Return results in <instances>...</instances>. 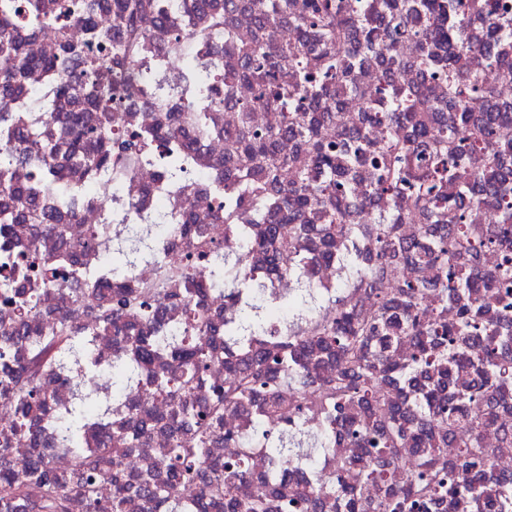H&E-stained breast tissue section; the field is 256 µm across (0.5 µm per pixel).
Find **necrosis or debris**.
Returning a JSON list of instances; mask_svg holds the SVG:
<instances>
[{
	"mask_svg": "<svg viewBox=\"0 0 512 512\" xmlns=\"http://www.w3.org/2000/svg\"><path fill=\"white\" fill-rule=\"evenodd\" d=\"M146 2V9L137 18V26L147 40L131 64L139 77L135 92L123 106L106 113H88L87 119L115 134L161 125L179 129L182 140L189 143L182 171L173 175L147 156H132L120 166L99 171L95 176L96 187L90 190L86 187L88 178L83 171L66 170L65 199H58L54 193L45 190L23 202L24 207L52 215L54 223L63 225V236L45 234L39 223L16 225L14 232L0 234V268L20 266L23 253L30 250L46 258L68 254L86 285L98 282L116 292L149 285L162 288L166 285L164 272L176 269L195 243V236L187 224L192 216L203 224L206 237L219 243L230 255L243 253L242 243L227 235L221 199L215 190L223 185L227 167L236 162L227 146L224 130L239 125L241 105L253 99L255 86L244 78L238 79L229 90L223 83H215L212 94L222 98L223 105L212 113V130L205 135L198 134L190 117L195 93L185 77L184 68L176 65L174 55L166 49L168 34L180 28L183 12L176 6L160 9L159 0ZM224 24L231 29L232 40L215 35L205 38L191 47V55H204L237 66L241 63L240 48L265 39L251 11L241 10L225 16ZM16 37L23 52L52 55L59 52L62 44H84L90 32L83 22L73 17L62 28L52 24L35 29L19 26ZM395 53L403 62L393 76L396 85L411 88L422 83L432 100L445 98L444 86L438 81L424 79L417 66L421 56L418 41L399 43ZM384 68L383 58L374 54L367 56L352 71L355 90L343 95L337 119L322 126L320 135L324 140H335L338 130L361 126L364 112L381 96ZM156 73L163 74L167 93H159L156 85L151 83L150 78ZM162 210L172 215L174 221L166 225L162 234L154 237V260L132 264L122 281H113L106 272L105 256L111 252L115 238L124 232L126 225L139 223L141 215ZM94 229L100 232L95 239L90 236ZM347 275L344 260L324 265L312 259L302 270H286L274 277L267 292L270 299L276 301L305 284H312L315 308L322 312L335 304L337 285ZM252 284V279L244 280L241 297L237 300L225 299L220 292L206 293L201 300L217 359L192 395L196 406L208 402L213 386L234 377L225 362L232 357H241L242 352L236 340L226 335L225 328L237 317L240 300L249 297ZM98 302V296L87 289L71 290L64 296L52 289L42 295L37 309L21 321L16 317L14 306L0 299V330L20 326L21 339L15 357L23 363L37 365L39 388L47 400V417L67 413L76 400L77 390L91 385L92 372L111 367L118 354L134 352L137 337L161 334L180 317L179 309L166 303L161 305L151 324L135 327L133 335L116 336L96 330ZM61 323L70 325L83 342L82 358L71 362L65 370L55 369L49 361L37 357L40 346L51 335L52 326ZM145 395V386L133 388L129 396L115 406L113 414L96 417L89 423L90 443L94 446L109 440L112 421L116 418L135 415L146 430L136 448L113 459L111 477L99 483L102 496L111 495L113 479L149 467L160 449L168 447L172 439L164 426L170 412L169 401H149ZM304 405L301 421L279 422V436L323 434L329 420L319 392L314 390L305 395ZM250 419L249 411L225 410L223 425L209 445L210 456L216 460L247 456L250 474L238 485V496L242 499L249 498L270 473L267 449L249 448L242 442L250 431ZM358 454V449L346 447L322 453L318 457L319 470L315 473L311 472L306 460H292L286 479L288 483L307 486L313 485L318 474L324 480H332L342 461Z\"/></svg>",
	"mask_w": 512,
	"mask_h": 512,
	"instance_id": "4bbe7bcc",
	"label": "necrosis or debris"
}]
</instances>
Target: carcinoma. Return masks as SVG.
<instances>
[{"label": "carcinoma", "instance_id": "carcinoma-1", "mask_svg": "<svg viewBox=\"0 0 512 512\" xmlns=\"http://www.w3.org/2000/svg\"><path fill=\"white\" fill-rule=\"evenodd\" d=\"M99 5L112 9L125 39L111 40L94 31L92 3L60 0L54 15L41 0H0V93L15 102L13 113L41 112L49 106L41 93L19 96L20 78L33 68L48 74L56 97L77 93L101 112L124 104L134 87L129 65L143 42L136 27L141 0H99ZM249 8L265 31L274 29L282 14L292 16L297 42L270 40L251 47L242 54L241 72H224L226 84L239 74L256 87L242 111L259 105L288 110L283 127L224 131L250 161L224 185V224L235 236L248 237L251 252L270 267L277 266L281 249L298 248L302 238L313 244L316 259L330 262L336 259L337 240L364 231L371 234L373 260L363 266L349 258L353 278L344 287L370 300L373 308L362 313L338 294L336 304L314 319L310 335L273 338L255 346L253 341L266 335L267 324L252 309L264 300L263 290L255 289L252 305L243 306L239 320L229 327L230 336L244 340L243 357L227 364L238 372L236 381L213 388L210 404L197 410L191 392L216 358L199 298L221 290L234 296L236 278L245 272L229 273L237 262L226 257L224 267L208 282L199 280L197 264L219 252L220 245L205 240L203 226H194L197 247L176 274L180 287L126 288L98 309L99 326L117 334L125 330L130 313L152 321L162 300L178 307L181 319L174 335L145 336L135 354L117 356L110 391L81 395L77 406L56 422L72 455L68 480L49 466L38 448L44 424L32 410L45 409L46 399L36 372L12 359L15 330L0 334V397L13 402L12 410L0 413V512H20L31 484L42 488L41 512H68L73 497L84 501L87 512H125L128 490L137 477L114 483L108 498L99 496L98 480L112 472V452L136 447L139 432H112V447L94 455L85 448L86 418L121 402L129 383L157 352L172 355L176 365L149 379L146 398L171 401L168 423L173 432L186 426L194 430L193 441L175 437L156 459L154 467L165 479L139 489L166 512H315L314 492L307 486L272 487L265 481L250 498H239L237 487L248 473L247 459L221 462L209 456L210 440L230 406L247 408L263 401L274 404L287 420L300 418L304 405L282 396L281 380H311L312 364L331 418L320 445L333 444L339 435L348 446L362 449L361 457L345 462L330 484L335 512H432L450 499L469 502L475 512H512V475L496 474L489 466L496 453L512 450V434H504L500 449L482 442L496 411L512 405V346L506 340L512 323V184L508 170L501 168L512 157V115L495 111L494 89L462 63L464 53L477 48L488 65L512 73V55L503 49L512 38V18L502 13L506 6L499 0H357L352 9L348 0H253ZM21 12L34 25L56 24L81 12L90 40L80 46L66 44L55 56H25L14 35L15 17ZM474 15L488 21L478 47L467 37ZM347 31L353 32L347 48L350 62L358 63L371 52L384 55L385 88L382 100L364 113L361 127L341 131L334 143L325 142L320 128L331 119L340 90L352 87L351 70L336 57V39ZM205 33L191 26L176 30L169 36V47L185 51ZM405 37L420 42V66L445 83L454 116L433 111L422 88L393 86L391 69L402 65L395 47ZM185 64L197 95L206 96L209 80L221 73L220 63L198 57L185 59ZM289 71L295 77L291 84L283 78ZM472 98L485 99L487 111L479 116L469 112ZM69 123L74 138L67 143L68 161L88 174L112 161V154L103 149L112 142L116 153L147 154L171 172L183 159L173 127L139 129L114 141L81 114H71ZM372 128L385 137L372 140ZM401 129L410 130L402 141L396 137ZM283 137L300 142L304 155L277 154ZM18 139L23 150L44 161L34 170L29 192L41 184L64 189L59 170L47 164L59 147L45 139L41 126L28 125ZM87 140L100 143L101 149L86 150ZM475 152L487 155L489 165L463 182L459 171ZM9 155L0 151V199L17 202L24 191L7 178ZM282 165L296 168L290 188L277 186ZM359 172L367 173L370 190L389 204L373 224L358 223L360 216L352 210L351 184ZM243 206L251 209L250 223L236 224L235 213ZM481 206L499 214L498 223L486 231L470 219L471 211ZM417 216L425 220L421 235L403 238L402 220ZM282 223L293 225L295 232L287 242L280 236ZM148 242L147 229L133 225L122 245L106 257L112 276L123 275L130 257H150ZM409 266L416 272L412 279L401 274ZM25 269L27 287L15 298L20 318L35 311L49 287L78 281L74 264L65 256L45 259L30 254ZM428 289L441 301L434 309L418 305ZM450 302L458 309L451 323L444 314ZM58 336L66 344L55 363L64 365L78 357L80 349L69 326H60ZM402 344L410 347L407 358L393 359L391 350ZM269 430L268 417L258 414L252 435L267 445L276 476L288 468L293 455ZM21 438L30 445L27 459L19 465L1 463ZM450 444L457 448L452 465L447 459ZM406 448L418 449L420 458H405ZM203 466L209 468L210 478L198 501L170 498L171 482H190Z\"/></svg>", "mask_w": 512, "mask_h": 512}]
</instances>
